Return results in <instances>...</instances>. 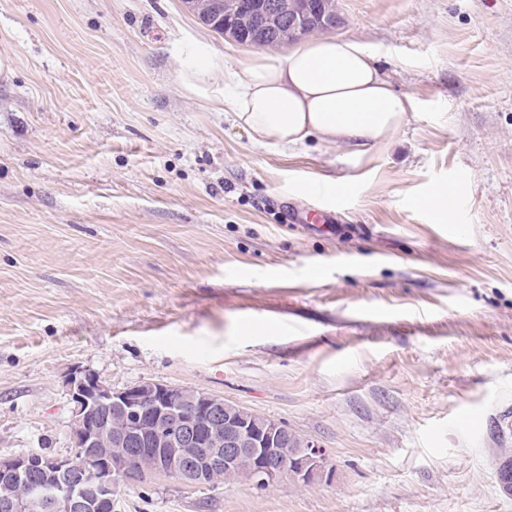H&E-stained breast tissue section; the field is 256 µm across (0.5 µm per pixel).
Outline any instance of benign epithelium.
I'll list each match as a JSON object with an SVG mask.
<instances>
[{
  "instance_id": "7a95c632",
  "label": "benign epithelium",
  "mask_w": 512,
  "mask_h": 512,
  "mask_svg": "<svg viewBox=\"0 0 512 512\" xmlns=\"http://www.w3.org/2000/svg\"><path fill=\"white\" fill-rule=\"evenodd\" d=\"M327 30L341 26L333 12L304 4L288 17L290 40L304 37L314 19ZM224 35L244 46H256L230 13H224ZM72 404V442L87 457L93 474L72 460L45 462L31 454L0 457V512H33L41 504L48 512H104L110 506L114 483L128 484L149 475L163 476L188 486H207L216 471L231 468L248 456L253 460V486L266 490L286 477L304 482L327 477L323 449L306 442L307 452L289 461L282 447L291 437L288 427L274 419H256L224 398L204 392L184 409L182 388L156 381L115 390L88 369H77L66 383ZM129 417L126 429L114 434L110 412ZM33 482L38 493L25 500L11 486Z\"/></svg>"
}]
</instances>
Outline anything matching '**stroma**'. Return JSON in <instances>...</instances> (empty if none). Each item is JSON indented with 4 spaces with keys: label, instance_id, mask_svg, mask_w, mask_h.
I'll list each match as a JSON object with an SVG mask.
<instances>
[{
    "label": "stroma",
    "instance_id": "1",
    "mask_svg": "<svg viewBox=\"0 0 512 512\" xmlns=\"http://www.w3.org/2000/svg\"><path fill=\"white\" fill-rule=\"evenodd\" d=\"M336 5L414 104L362 155L255 144L189 94L188 48L220 76L253 50L184 0H0V456L73 453L85 368L284 422L332 471L148 478L112 512H512V0Z\"/></svg>",
    "mask_w": 512,
    "mask_h": 512
}]
</instances>
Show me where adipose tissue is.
Wrapping results in <instances>:
<instances>
[{
  "mask_svg": "<svg viewBox=\"0 0 512 512\" xmlns=\"http://www.w3.org/2000/svg\"><path fill=\"white\" fill-rule=\"evenodd\" d=\"M181 73L184 88L210 95L216 64L203 49L190 51ZM234 123L263 146L293 150L309 139L367 151L393 143L409 122V98L398 95L374 56L360 43L332 37L299 42L285 56L256 52L228 71L214 96Z\"/></svg>",
  "mask_w": 512,
  "mask_h": 512,
  "instance_id": "ef3b65f1",
  "label": "adipose tissue"
}]
</instances>
